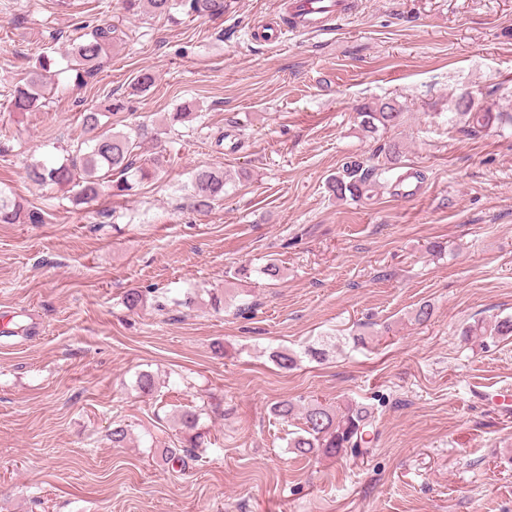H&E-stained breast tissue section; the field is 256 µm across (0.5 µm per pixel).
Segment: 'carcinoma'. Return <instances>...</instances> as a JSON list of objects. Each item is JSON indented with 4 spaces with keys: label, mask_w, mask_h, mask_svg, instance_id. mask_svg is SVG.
<instances>
[{
    "label": "carcinoma",
    "mask_w": 512,
    "mask_h": 512,
    "mask_svg": "<svg viewBox=\"0 0 512 512\" xmlns=\"http://www.w3.org/2000/svg\"><path fill=\"white\" fill-rule=\"evenodd\" d=\"M145 4L155 14L170 15L180 12L188 17L194 15H224V0H123L124 10L135 14ZM125 36L116 24L104 22L93 28L87 38L71 45L67 55L82 66L76 80L93 76L100 66V60L112 42ZM51 59L40 62L23 86H17L8 93L11 112L25 114L37 112L45 106L50 91L48 74ZM472 99L462 96L456 103L457 114L464 117L465 131L480 132L494 119L503 115L473 111ZM103 112L94 109L81 113V125L85 139L76 146L60 163L36 164L31 169L32 179L50 187L76 188L74 202L77 204L94 200L107 188L129 192L136 185L153 178L156 171L164 166V157L157 156L150 161L142 159L140 145L129 133L116 132L101 122ZM363 132L373 135L380 129L398 125L402 112L392 99H379L357 108ZM117 179H112V176ZM377 167L354 163L346 166L341 173L328 181L329 192L338 200L361 197L372 183L376 182ZM224 174L210 168H200L194 173L193 191L196 204L208 208L212 202L226 193ZM1 224H43L45 212L37 207H24L0 192ZM510 336L512 317L494 321L486 328L473 326L463 332L465 336ZM274 415L282 422L296 425L288 433V447L301 457L329 456L336 458L358 457L374 446L376 422L374 409L351 401L343 410H335L317 400L284 399L273 408ZM178 424L181 433V448L166 450L168 457L179 453L191 455L201 447L204 434L201 432V412L195 408L179 412Z\"/></svg>",
    "instance_id": "1"
}]
</instances>
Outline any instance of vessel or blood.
Here are the masks:
<instances>
[{"label": "vessel or blood", "instance_id": "1", "mask_svg": "<svg viewBox=\"0 0 512 512\" xmlns=\"http://www.w3.org/2000/svg\"><path fill=\"white\" fill-rule=\"evenodd\" d=\"M288 10L295 18L294 25L284 28L275 22L254 24L249 29L251 41L274 44L284 41L291 34H330L345 15L346 4L344 0H289Z\"/></svg>", "mask_w": 512, "mask_h": 512}]
</instances>
